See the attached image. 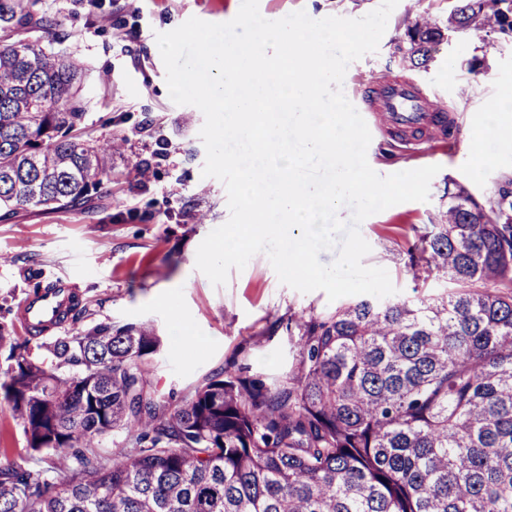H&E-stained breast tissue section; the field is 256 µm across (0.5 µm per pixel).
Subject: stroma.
Returning <instances> with one entry per match:
<instances>
[{
    "label": "stroma",
    "mask_w": 512,
    "mask_h": 512,
    "mask_svg": "<svg viewBox=\"0 0 512 512\" xmlns=\"http://www.w3.org/2000/svg\"><path fill=\"white\" fill-rule=\"evenodd\" d=\"M379 0H259L261 14L302 10L322 19L359 18ZM241 0H35V17L55 21L54 33L30 30L45 50L81 58L85 139L117 138L112 183L85 210L17 209L0 222V324L24 336L16 311L38 286L68 278L80 286L92 321L151 324L162 339L150 377L182 404L207 376L224 367L272 383L298 359L289 321L334 310L323 291L302 293L282 284L266 254L213 286L196 268L199 244L230 212L224 184L202 174L206 152L199 137L203 113L177 105L166 85L156 36L189 18L224 23ZM452 0H399L376 52L350 64L343 92L353 96L373 80L397 77L431 87L462 134L459 142L427 141L407 151L402 135L372 130L367 160L380 175L439 166L428 201H410L366 218L360 225L371 251L364 265L385 268L398 295L416 297L410 249L424 235L446 183L492 196L502 174L512 173V151L487 132L488 106L512 89V43L482 53L485 33L452 35L427 66L404 67L394 54L416 11L446 18ZM483 65H475L476 57ZM196 338L180 345L179 322Z\"/></svg>",
    "instance_id": "35a3bbf8"
}]
</instances>
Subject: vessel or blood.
Here are the masks:
<instances>
[{
	"label": "vessel or blood",
	"instance_id": "vessel-or-blood-1",
	"mask_svg": "<svg viewBox=\"0 0 512 512\" xmlns=\"http://www.w3.org/2000/svg\"><path fill=\"white\" fill-rule=\"evenodd\" d=\"M381 104L374 109L377 125L387 130L411 137L426 133L429 129L445 128L448 117L440 104L426 103V94L417 85L396 80L381 83L378 89ZM79 293L76 283L62 279L50 289L38 292L23 300L20 306V322L28 327L43 324L64 327L63 314L71 298Z\"/></svg>",
	"mask_w": 512,
	"mask_h": 512
}]
</instances>
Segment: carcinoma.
Listing matches in <instances>:
<instances>
[{"label":"carcinoma","mask_w":512,"mask_h":512,"mask_svg":"<svg viewBox=\"0 0 512 512\" xmlns=\"http://www.w3.org/2000/svg\"><path fill=\"white\" fill-rule=\"evenodd\" d=\"M418 12L401 62L445 34L512 29V0ZM30 0H0V221L20 206L85 207L112 183V140L81 133L85 69L24 37ZM414 246L451 284L415 300L361 298L307 321L299 358L267 385L230 367L174 406L152 388L161 341L144 323H96L8 349L0 394L31 470L0 461V512H512V176L479 201L463 184ZM130 438L110 460L99 438Z\"/></svg>","instance_id":"1"}]
</instances>
